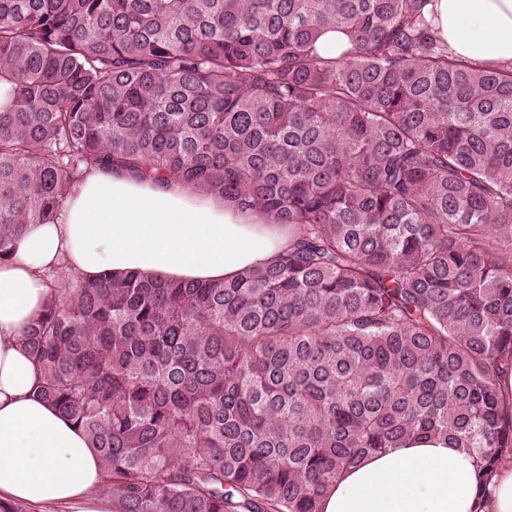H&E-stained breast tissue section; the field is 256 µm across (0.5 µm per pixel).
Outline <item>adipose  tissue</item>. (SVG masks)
Segmentation results:
<instances>
[{"label": "adipose tissue", "instance_id": "1", "mask_svg": "<svg viewBox=\"0 0 512 512\" xmlns=\"http://www.w3.org/2000/svg\"><path fill=\"white\" fill-rule=\"evenodd\" d=\"M449 52L512 64V0H435ZM288 247V232L173 181L91 170L53 224L29 225L0 261V501L43 512H112L102 468L68 417L35 398L39 373L22 339L53 273L134 272L147 279L232 280ZM322 512H512V453L489 483L443 438L410 439L341 473Z\"/></svg>", "mask_w": 512, "mask_h": 512}]
</instances>
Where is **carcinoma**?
Wrapping results in <instances>:
<instances>
[{
    "label": "carcinoma",
    "instance_id": "1",
    "mask_svg": "<svg viewBox=\"0 0 512 512\" xmlns=\"http://www.w3.org/2000/svg\"><path fill=\"white\" fill-rule=\"evenodd\" d=\"M429 4L0 0V260L94 168L293 232L230 282L52 276L22 344L113 512H321L409 437L512 452V64ZM349 46V38L345 32L332 27L326 29L316 43L318 53L324 56H337Z\"/></svg>",
    "mask_w": 512,
    "mask_h": 512
}]
</instances>
